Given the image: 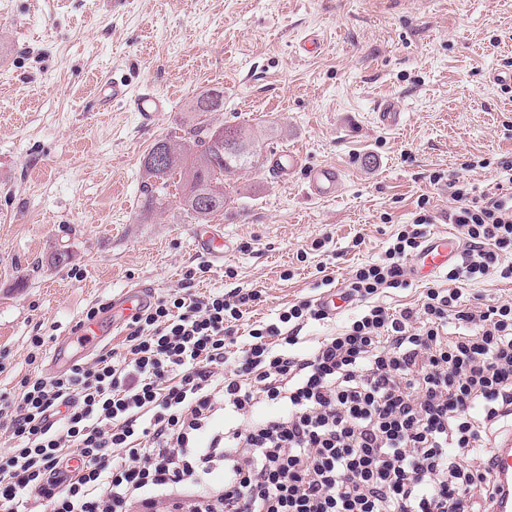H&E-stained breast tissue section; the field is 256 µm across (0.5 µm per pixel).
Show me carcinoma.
<instances>
[{
  "mask_svg": "<svg viewBox=\"0 0 512 512\" xmlns=\"http://www.w3.org/2000/svg\"><path fill=\"white\" fill-rule=\"evenodd\" d=\"M192 109L198 113L196 121L180 126L179 133L161 139L169 157L168 165L155 168L148 160H143L146 180L142 193L145 212L150 214L158 208L168 188L176 184L180 187L187 217L196 223H207L224 214L229 201L224 176L234 173L241 162L236 152L214 139L217 127L207 118L212 112L224 111V88L214 87L197 96ZM232 133L254 152L261 151L257 132L253 129L236 126ZM200 192L210 194V207L204 210L194 205V197Z\"/></svg>",
  "mask_w": 512,
  "mask_h": 512,
  "instance_id": "carcinoma-1",
  "label": "carcinoma"
}]
</instances>
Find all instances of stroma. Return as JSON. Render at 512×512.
Here are the masks:
<instances>
[{
    "label": "stroma",
    "mask_w": 512,
    "mask_h": 512,
    "mask_svg": "<svg viewBox=\"0 0 512 512\" xmlns=\"http://www.w3.org/2000/svg\"><path fill=\"white\" fill-rule=\"evenodd\" d=\"M312 32L323 51L300 53ZM494 72L512 73V0H0V396L47 377L71 325L123 289L256 292L235 328L243 344L318 298L322 278L344 287L421 198L442 231L434 172L484 160L482 180L512 165V82ZM106 78L171 106L143 122L127 101L102 103ZM213 87L216 124L263 135L258 164L228 178L218 263L196 250L179 190L150 215L141 192L144 155ZM381 98L404 112L400 127L377 123ZM282 147L339 166V195L306 196L300 172L275 178L268 156Z\"/></svg>",
    "instance_id": "stroma-1"
}]
</instances>
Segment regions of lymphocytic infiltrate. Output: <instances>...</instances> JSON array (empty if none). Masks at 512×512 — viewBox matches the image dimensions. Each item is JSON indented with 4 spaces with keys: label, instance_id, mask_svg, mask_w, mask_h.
I'll return each mask as SVG.
<instances>
[{
    "label": "lymphocytic infiltrate",
    "instance_id": "obj_1",
    "mask_svg": "<svg viewBox=\"0 0 512 512\" xmlns=\"http://www.w3.org/2000/svg\"><path fill=\"white\" fill-rule=\"evenodd\" d=\"M465 247L446 287L401 309L370 304L409 287L432 215L419 212L345 288L358 310L291 354L303 299L231 348L257 295L159 299L109 351L0 402V512H491V449L512 431V301L467 304L462 286L512 280V174L445 178ZM228 423L214 426L215 415Z\"/></svg>",
    "mask_w": 512,
    "mask_h": 512
}]
</instances>
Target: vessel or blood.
<instances>
[{"label": "vessel or blood", "mask_w": 512, "mask_h": 512, "mask_svg": "<svg viewBox=\"0 0 512 512\" xmlns=\"http://www.w3.org/2000/svg\"><path fill=\"white\" fill-rule=\"evenodd\" d=\"M105 100L114 101L132 98L133 108L144 121H152L158 113L167 111L170 97L158 94L152 88H145L136 96H129L125 84L109 79L100 87ZM375 115L383 127L394 129L403 122V114L391 100H380L375 104ZM273 174L281 180H288L297 171H304L306 193L312 198L329 199L335 197L342 188L343 178L340 169L330 164L304 167L303 156L293 149L276 151L270 162ZM199 249L213 261L224 258L225 242L221 233L209 228L195 232ZM458 246L447 233H436L428 237L423 249L413 263V271L419 276H431L447 267L455 260ZM153 295L148 288H128L113 298L109 314L103 319L81 321L74 325L70 334L59 342L52 354L51 365L67 368L82 355L106 342L113 331L151 303ZM490 468L496 477L499 492L495 497L493 512H512V446L494 449Z\"/></svg>", "instance_id": "vessel-or-blood-1"}]
</instances>
